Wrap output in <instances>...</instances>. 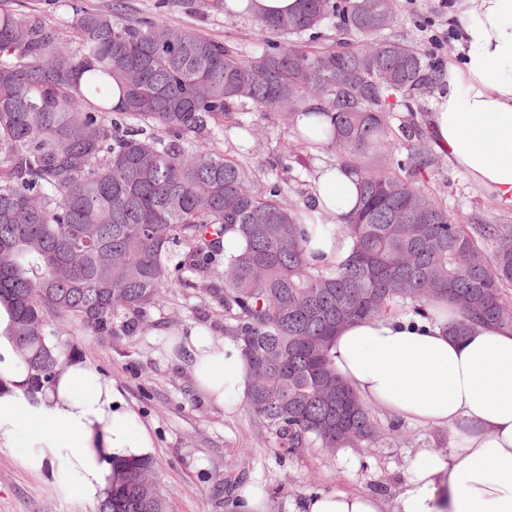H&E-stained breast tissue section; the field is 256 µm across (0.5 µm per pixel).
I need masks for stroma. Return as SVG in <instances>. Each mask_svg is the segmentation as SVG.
<instances>
[{
    "label": "stroma",
    "instance_id": "stroma-1",
    "mask_svg": "<svg viewBox=\"0 0 512 512\" xmlns=\"http://www.w3.org/2000/svg\"><path fill=\"white\" fill-rule=\"evenodd\" d=\"M478 0H450L437 13L438 0H397L391 35L429 49V36L462 27L475 16ZM132 16L160 15L170 24H191L249 55L264 39L254 18L224 14V0H126ZM235 125L217 135V148L243 153L264 185H280L285 197L302 204L320 166L334 163V149L300 143L283 113L240 108ZM432 167L417 184L465 224L512 225V207L499 206L462 170L448 163L438 142H431ZM224 312L192 288L180 289L149 309L143 327L131 336L101 341L70 335L73 355L112 378L154 440L153 481L168 512H233L230 503L247 485L266 494L267 512H303L305 501L336 491L376 497L382 512H395L407 471L430 455H447L458 443L447 426H425L375 408L385 431L365 448H306L281 455L245 403L214 404L194 385L192 367L175 343L184 330L198 327L215 340L225 338ZM26 430L12 447H0V512H95V503L76 496L63 474L47 476L22 466L29 455Z\"/></svg>",
    "mask_w": 512,
    "mask_h": 512
}]
</instances>
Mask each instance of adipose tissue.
Returning <instances> with one entry per match:
<instances>
[{"instance_id": "ef3b65f1", "label": "adipose tissue", "mask_w": 512, "mask_h": 512, "mask_svg": "<svg viewBox=\"0 0 512 512\" xmlns=\"http://www.w3.org/2000/svg\"><path fill=\"white\" fill-rule=\"evenodd\" d=\"M463 55L449 61L446 88L428 115L430 130L464 171L502 206H512V0H479L460 33ZM316 216L343 223L359 205L356 177L339 165L313 180ZM457 313L438 302L428 316L390 313L344 325L330 348L337 374L368 403L411 421L453 426L461 439L447 456L413 466L398 512H512V327L448 334ZM0 303V446L26 427L33 455L24 467L64 468L79 498L95 502L116 461L150 458L154 440L111 379L85 359L64 360L37 403L24 397L29 372L6 331ZM180 343L197 389L217 405L247 387L241 344L195 328ZM305 512H380L368 495L338 491L307 501Z\"/></svg>"}]
</instances>
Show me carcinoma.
<instances>
[{"instance_id":"1","label":"carcinoma","mask_w":512,"mask_h":512,"mask_svg":"<svg viewBox=\"0 0 512 512\" xmlns=\"http://www.w3.org/2000/svg\"><path fill=\"white\" fill-rule=\"evenodd\" d=\"M71 9L72 47L42 17L0 8V302L32 371L28 396L65 356L54 328L131 336L164 296L192 287L244 343V402L276 447L362 448L382 427L332 363L343 324L401 303L424 317L449 300L457 338L512 326V228L459 224L412 181L435 157L425 132L393 125L392 112L414 111L436 75L423 49L376 39L395 23L394 0H300L257 19L269 40L247 57L192 26L130 18L123 0ZM332 18L357 49L286 41ZM247 105L293 123L334 114L315 131L358 177L347 223H317L311 204L286 203L213 148ZM230 231L244 247L227 258ZM317 234L350 240L349 255L313 260ZM152 472L149 459L112 463L97 512H166Z\"/></svg>"}]
</instances>
